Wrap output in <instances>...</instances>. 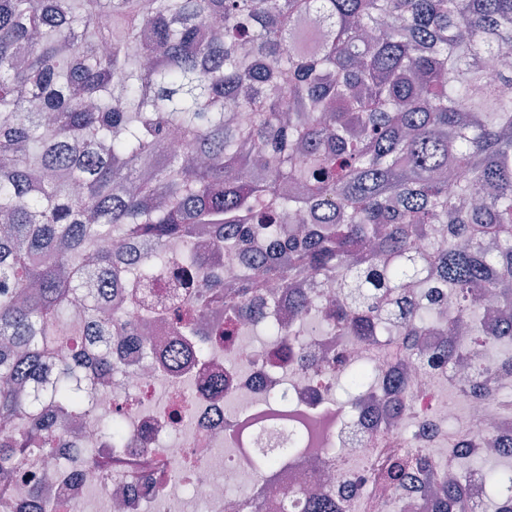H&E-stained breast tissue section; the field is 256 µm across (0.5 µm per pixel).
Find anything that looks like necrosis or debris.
<instances>
[{"mask_svg": "<svg viewBox=\"0 0 512 512\" xmlns=\"http://www.w3.org/2000/svg\"><path fill=\"white\" fill-rule=\"evenodd\" d=\"M137 295L168 310L185 302L170 270L139 284ZM322 317L318 310L305 317L303 369L288 364L287 342L258 336L249 322L232 344L215 342L211 329L224 319L220 308L206 313L199 335L185 339L192 347L209 345V357L183 355L177 373L158 362L146 364L138 350L113 346L112 358L123 371L113 376L111 393L91 404L82 429L65 430L69 447L93 449V466L73 459L68 478L60 480L55 470L63 449L19 457L11 491L0 494V512H22L37 480L52 486L54 512H281L293 491L307 496L330 488L353 512H396L403 492L370 479L386 457L424 454L455 476L464 446L512 473V451L500 446L512 438V409L469 391L475 376L469 336L458 337L460 351L450 369L423 371L401 330L355 340L323 332ZM360 361L373 366L377 388L345 412L331 381L336 368ZM396 376L409 401L398 422L386 425L381 403ZM218 383L224 393L212 395ZM280 392L288 397L287 407L275 401ZM293 409L322 422L324 438L254 472L249 458L255 437L291 428ZM117 410L129 434L114 448L93 420Z\"/></svg>", "mask_w": 512, "mask_h": 512, "instance_id": "obj_1", "label": "necrosis or debris"}]
</instances>
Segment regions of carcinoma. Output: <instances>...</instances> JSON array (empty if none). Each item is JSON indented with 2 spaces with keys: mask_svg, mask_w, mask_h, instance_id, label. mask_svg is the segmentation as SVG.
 <instances>
[{
  "mask_svg": "<svg viewBox=\"0 0 512 512\" xmlns=\"http://www.w3.org/2000/svg\"><path fill=\"white\" fill-rule=\"evenodd\" d=\"M106 15L110 25L95 19ZM512 48V0H0V484L18 453L61 447L56 415L87 416L119 366L94 346L129 335L127 275L171 262L198 268L175 332L224 306L239 321L266 287L334 282L322 328L356 338L396 321L422 335L443 290L480 356L512 344V69L483 60ZM448 239L418 246L432 225ZM198 228L248 252L225 289L191 244ZM148 239L120 266L100 243ZM288 247V263L276 259ZM497 291L489 337L474 298ZM299 347L301 329L262 324ZM59 347L67 359L49 362ZM416 352L424 367H449ZM353 406L375 386L358 364L336 379ZM407 394L393 385L384 411ZM98 427L116 446L123 416ZM396 457L381 480L435 477ZM495 512H512V475L485 473ZM464 478L422 491L424 512H466ZM306 512H345L333 495Z\"/></svg>",
  "mask_w": 512,
  "mask_h": 512,
  "instance_id": "carcinoma-1",
  "label": "carcinoma"
}]
</instances>
